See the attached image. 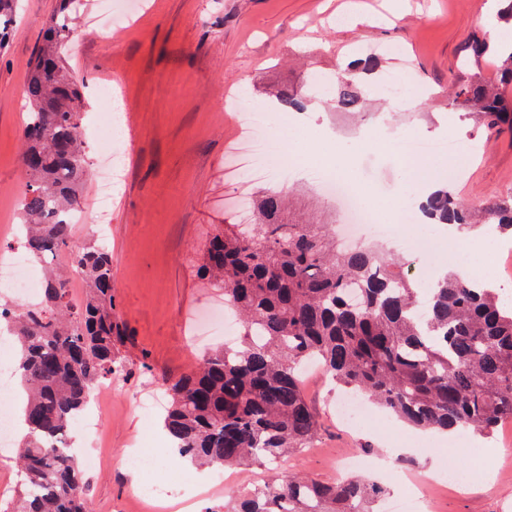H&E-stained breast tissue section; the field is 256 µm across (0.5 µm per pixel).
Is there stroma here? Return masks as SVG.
Instances as JSON below:
<instances>
[{
	"label": "stroma",
	"instance_id": "stroma-1",
	"mask_svg": "<svg viewBox=\"0 0 512 512\" xmlns=\"http://www.w3.org/2000/svg\"><path fill=\"white\" fill-rule=\"evenodd\" d=\"M65 40L63 60L83 94L82 126L87 145L107 113L98 90L111 84L124 117L126 144L120 158L110 209L115 303L130 341V370L119 391L104 400L99 445L105 466L87 472L93 512H177L176 501L197 493L181 467L160 462L158 470L132 469L126 449L166 448L161 419L146 421L139 400L151 395L158 408L168 397L167 374L185 372L224 346L223 333L199 335L196 323L224 291L200 274L205 247L220 226L235 224L233 205L241 194L258 197L264 184L240 183L231 171L244 133L225 102L240 91L251 101L269 102L283 84L304 78L303 60L328 72L361 45L386 56L390 69L409 68L402 95L406 106L377 93L361 112L335 111L313 101L311 127L333 129L330 148L305 149L304 158L328 155L353 190L383 203L398 196L406 180L392 144L395 136L468 139L477 146L466 159L429 160L451 191L473 206L512 193V138L491 132L448 103V88L462 79L493 78L496 59L487 57L463 70L460 48L469 38L489 35V0H145L144 10L127 25L110 29L88 25L89 17L111 11L110 0H80ZM61 0H20L19 17L0 50V225L19 224L24 177L19 162V132L27 99L26 62L43 41ZM373 131L376 146L360 143ZM294 213L320 224H338L335 201L304 178L288 181ZM401 244L397 257L417 284L442 267L464 262L444 239L420 235L416 222L395 212ZM305 395L319 430L310 450L270 467L242 465L234 483L207 480L197 493L201 506H219L230 496L252 490L253 479L284 481L311 475L326 482L348 476L346 458L360 454L375 463L370 476L385 493L379 503L396 504L406 491L398 459L427 474L447 463L465 472L481 464L486 477L466 490L445 485L428 489L431 512H512V460L504 459V422L492 438L470 437L452 448L444 434L424 433L370 410L367 421L351 425L336 412L342 396L324 371L308 366ZM165 484L166 501L139 499L136 489Z\"/></svg>",
	"mask_w": 512,
	"mask_h": 512
}]
</instances>
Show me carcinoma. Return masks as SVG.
<instances>
[{
    "instance_id": "1",
    "label": "carcinoma",
    "mask_w": 512,
    "mask_h": 512,
    "mask_svg": "<svg viewBox=\"0 0 512 512\" xmlns=\"http://www.w3.org/2000/svg\"><path fill=\"white\" fill-rule=\"evenodd\" d=\"M71 0L45 30L26 63L29 101L19 159L27 189L21 199L19 244L41 266L35 302L3 321L20 344L17 371L28 400L17 467V491L0 512H91L69 439L95 386L127 366L125 323L115 305L112 255L95 242L75 248L67 215L82 204L88 175L80 121L81 94L60 64ZM17 19V0H0V47ZM461 67L492 55L493 79L452 86L449 100L474 109L498 132H512V52L486 39L461 47ZM379 56L338 67L330 98L358 110L360 84L376 74ZM284 112L306 107V85L275 95ZM285 199L270 189L254 203L252 224H226L203 256V271L224 289V304L244 315V341L206 358L194 371L166 380L172 402L164 428L176 450L209 468L274 462L308 448L318 423L302 388L301 365L312 359L339 384L420 429L491 437L512 420V299L493 283L447 273L423 291L387 254L345 249L330 224H292ZM434 224L459 231L493 227L512 238V194L474 209L442 188L421 203ZM81 271L84 297H70ZM382 488L363 476L336 482L295 476L235 496L203 512H369Z\"/></svg>"
}]
</instances>
